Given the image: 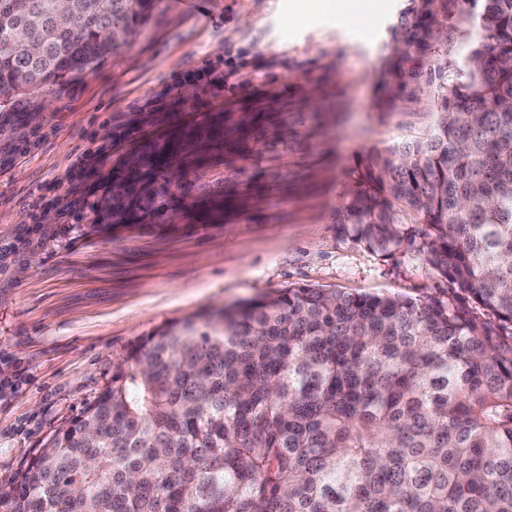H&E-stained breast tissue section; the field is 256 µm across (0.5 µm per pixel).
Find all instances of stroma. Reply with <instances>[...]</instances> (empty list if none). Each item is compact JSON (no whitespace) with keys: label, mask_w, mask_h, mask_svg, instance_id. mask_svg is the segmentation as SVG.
Returning a JSON list of instances; mask_svg holds the SVG:
<instances>
[{"label":"stroma","mask_w":512,"mask_h":512,"mask_svg":"<svg viewBox=\"0 0 512 512\" xmlns=\"http://www.w3.org/2000/svg\"><path fill=\"white\" fill-rule=\"evenodd\" d=\"M367 2L360 24L297 0H159L93 70L0 112V486L162 326L296 286L447 299L417 246L338 221L364 154L433 126L427 73L458 56L434 27L415 46L421 0ZM207 127L181 179L156 178L162 218L100 224L128 157Z\"/></svg>","instance_id":"1"}]
</instances>
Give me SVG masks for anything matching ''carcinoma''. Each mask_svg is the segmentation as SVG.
Here are the masks:
<instances>
[{
    "label": "carcinoma",
    "mask_w": 512,
    "mask_h": 512,
    "mask_svg": "<svg viewBox=\"0 0 512 512\" xmlns=\"http://www.w3.org/2000/svg\"><path fill=\"white\" fill-rule=\"evenodd\" d=\"M156 2L0 0V112L112 55ZM442 2L463 54L429 71L437 120L366 155L344 223L381 248L422 225L452 295L299 286L168 324L0 487L11 512L75 491L87 512H512V0ZM180 151L143 154L105 219L147 220Z\"/></svg>",
    "instance_id": "obj_1"
}]
</instances>
